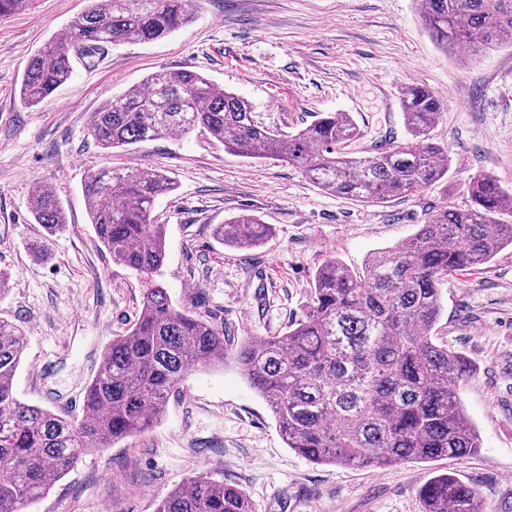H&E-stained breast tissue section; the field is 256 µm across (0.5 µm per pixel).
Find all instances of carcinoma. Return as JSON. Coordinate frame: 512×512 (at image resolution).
Wrapping results in <instances>:
<instances>
[{"label": "carcinoma", "instance_id": "1", "mask_svg": "<svg viewBox=\"0 0 512 512\" xmlns=\"http://www.w3.org/2000/svg\"><path fill=\"white\" fill-rule=\"evenodd\" d=\"M432 40L459 58L512 46V0H415ZM33 0H0V17ZM190 0H91L70 39H56L28 61L20 94L38 105L71 77L75 55L91 58L107 44L150 42L188 24ZM400 105L410 140L386 138L357 148L363 131L346 112H325L296 132L279 134L255 120L252 106L203 75L160 69L94 112L88 134L103 150L168 137L209 136L239 156L287 163L321 190L386 204L423 187L448 188V147L433 141L443 99L408 85ZM176 187L158 169L102 168L82 183L90 224L112 257L145 279L135 322L106 348L85 388L81 420L28 404L14 378L24 332L0 319V512H26L77 461L133 436L161 417L185 376L232 360L270 407L288 448L317 465L385 466L462 458L481 448L460 399L477 367L435 341L443 310L440 285L512 248V193L491 174L465 183L471 205L442 207L406 243L374 253L360 271L336 258L315 271L303 315L282 336L233 343L206 316L174 304L154 276L166 258L165 225L155 199ZM30 212L45 240L64 232L56 190L38 184ZM275 234L257 215L216 227L237 250ZM423 512H485L480 490L454 472L418 489ZM156 512H255L240 488L199 473L171 490Z\"/></svg>", "mask_w": 512, "mask_h": 512}]
</instances>
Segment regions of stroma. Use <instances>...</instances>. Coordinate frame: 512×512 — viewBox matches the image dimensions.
<instances>
[{
    "label": "stroma",
    "instance_id": "1",
    "mask_svg": "<svg viewBox=\"0 0 512 512\" xmlns=\"http://www.w3.org/2000/svg\"><path fill=\"white\" fill-rule=\"evenodd\" d=\"M88 5L35 0L0 18V318L26 335L15 390L30 404L82 418L85 387L134 322L145 286L97 240L81 192L87 171H169L177 187L153 207L166 231L158 280L174 303L204 312L235 341L283 335L325 260L362 270L444 205L467 207L464 183L475 171L512 190V47L464 61L447 55L415 0H194L193 22L156 41L107 46L91 62L74 59L67 84L26 106L28 60ZM162 68L201 73L285 134L324 112L349 113L367 146L387 134L406 141L399 95L410 84L429 87L446 104L433 135L450 152L448 185L386 204L355 202L287 164L225 152L196 133L103 152L88 134L93 112ZM38 183L58 191L67 216L47 259L29 249L43 233L29 209ZM241 214L260 216L275 234L249 251L224 246L216 226ZM442 297L435 336L477 366L461 393L480 434L477 455L367 468L309 463L229 362L191 372L158 421L81 458L27 512H155L202 470L242 488L257 512H422L419 487L450 469L479 487L487 512H512V249L449 276Z\"/></svg>",
    "mask_w": 512,
    "mask_h": 512
}]
</instances>
